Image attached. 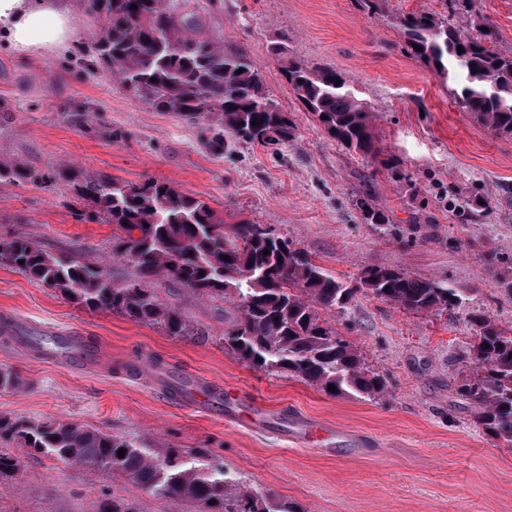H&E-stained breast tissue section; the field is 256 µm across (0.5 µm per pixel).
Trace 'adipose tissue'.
I'll use <instances>...</instances> for the list:
<instances>
[{
    "mask_svg": "<svg viewBox=\"0 0 512 512\" xmlns=\"http://www.w3.org/2000/svg\"><path fill=\"white\" fill-rule=\"evenodd\" d=\"M72 33L73 16L62 0H0V35L17 52H66Z\"/></svg>",
    "mask_w": 512,
    "mask_h": 512,
    "instance_id": "ef3b65f1",
    "label": "adipose tissue"
}]
</instances>
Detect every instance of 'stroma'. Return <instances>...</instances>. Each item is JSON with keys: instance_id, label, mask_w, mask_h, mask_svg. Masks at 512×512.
<instances>
[{"instance_id": "stroma-1", "label": "stroma", "mask_w": 512, "mask_h": 512, "mask_svg": "<svg viewBox=\"0 0 512 512\" xmlns=\"http://www.w3.org/2000/svg\"><path fill=\"white\" fill-rule=\"evenodd\" d=\"M215 10L224 45L245 51L295 140L267 148L211 131L136 100L112 79L15 53L0 39V163L42 172L104 173L139 184L169 181L224 214L273 227L316 263L354 286L347 308L327 312L337 336L384 380L382 395L334 397L286 373L248 366L224 344L226 326L187 292L174 297L202 336L166 335L109 312H89L0 265V320L77 332L105 345L110 362L82 372L46 363L0 337V369L23 385L0 390V417L72 422L166 448L204 449L226 478L296 512H512V445L474 422L457 391L472 364L470 318L512 328V136L495 134L462 109L451 84L407 52L392 19L442 14L444 0H386L371 15L357 0H198ZM490 23L500 52L512 51V0H478L472 25ZM285 41L286 56L273 47ZM330 67L354 81L372 108L375 143L389 167L332 140L295 96L284 58ZM367 192L390 218L365 224L355 206ZM64 183L0 184V240L22 233L58 252L107 264L115 283L131 277L112 256V227L76 221ZM389 266L457 289L463 305L442 315L407 312L359 291L363 271ZM160 359L178 377L258 397L274 419L299 415L333 425L307 446L245 423L191 409L169 388L130 371ZM18 477L0 489V512H96L120 498L137 512H185L127 476L66 465L0 439Z\"/></svg>"}]
</instances>
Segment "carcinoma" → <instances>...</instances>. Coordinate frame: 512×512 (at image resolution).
<instances>
[{
  "label": "carcinoma",
  "mask_w": 512,
  "mask_h": 512,
  "mask_svg": "<svg viewBox=\"0 0 512 512\" xmlns=\"http://www.w3.org/2000/svg\"><path fill=\"white\" fill-rule=\"evenodd\" d=\"M83 2L87 13L101 21L89 66L104 68L134 96L252 143L284 145L295 139L297 124L267 92L251 59L224 48V35L191 0ZM133 4L137 9H131ZM476 7L477 0H448L445 17L403 14L396 18V27L414 58L456 86L466 111L492 131L512 135V53H499L493 27L474 33L465 27ZM283 73L328 136L388 165L375 147L372 109L358 97L350 78L292 59ZM51 178L20 164H0V182ZM69 188L82 204L74 213L76 220L113 226L112 253L132 266V278L116 284L105 265L54 253L22 234L0 240V264L84 309L156 324L170 336L203 332L176 305L159 298L157 284L187 291L210 303L220 316L227 303L233 318L224 332L226 344L250 366L289 373L335 397L370 399L383 391V383L363 366L358 352L321 316L345 307L355 289L271 227L242 220L229 236L220 212L169 182L133 185L82 172L70 177ZM356 204L365 223H389L368 196H358ZM265 249L270 254H263ZM360 282L372 296L408 312L443 314L463 304L456 289L388 266L365 269ZM471 325L476 334L470 350L473 372L459 393L470 400L484 430L511 445L512 329H501L480 314L472 316ZM331 384L336 391L328 390ZM3 436L69 465L102 474L120 472L158 497L194 504L198 512H294L285 501L232 486L223 465L201 452L155 448L75 423L32 424L1 417ZM121 448L123 457L118 456ZM19 472L18 459L0 452V489Z\"/></svg>",
  "instance_id": "obj_1"
}]
</instances>
